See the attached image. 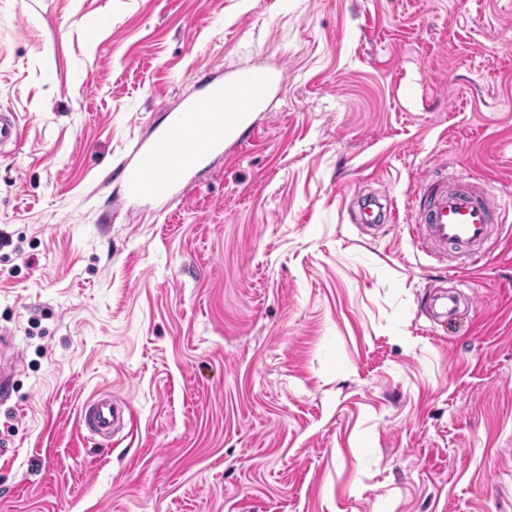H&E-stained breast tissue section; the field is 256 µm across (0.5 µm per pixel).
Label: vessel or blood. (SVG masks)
Segmentation results:
<instances>
[{
    "label": "vessel or blood",
    "instance_id": "vessel-or-blood-1",
    "mask_svg": "<svg viewBox=\"0 0 512 512\" xmlns=\"http://www.w3.org/2000/svg\"><path fill=\"white\" fill-rule=\"evenodd\" d=\"M281 71L253 69L231 79L213 78L171 112L164 128L139 147L134 161L121 164L124 196L148 200L185 185L201 166L204 152L217 155L249 112L262 105L274 85L284 83ZM22 132L13 112L0 113V150L17 145ZM505 213L489 191L448 179H425L418 192L414 236L421 250L455 249L464 258L484 255L493 225ZM81 421L108 438L131 426L132 409L110 394L100 393L82 407Z\"/></svg>",
    "mask_w": 512,
    "mask_h": 512
}]
</instances>
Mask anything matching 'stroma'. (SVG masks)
I'll return each instance as SVG.
<instances>
[{
	"label": "stroma",
	"instance_id": "1",
	"mask_svg": "<svg viewBox=\"0 0 512 512\" xmlns=\"http://www.w3.org/2000/svg\"><path fill=\"white\" fill-rule=\"evenodd\" d=\"M253 68L248 143L121 206L199 75ZM0 111V512H512V223L452 274L408 209L512 198V0H0ZM22 136L17 113H0V150L7 146H17ZM457 297L447 289H442L439 294L430 298L431 307L439 318L451 319L456 313ZM81 421L95 434L110 438L124 427H132L133 413L126 402H119L111 394L99 393L82 407Z\"/></svg>",
	"mask_w": 512,
	"mask_h": 512
}]
</instances>
